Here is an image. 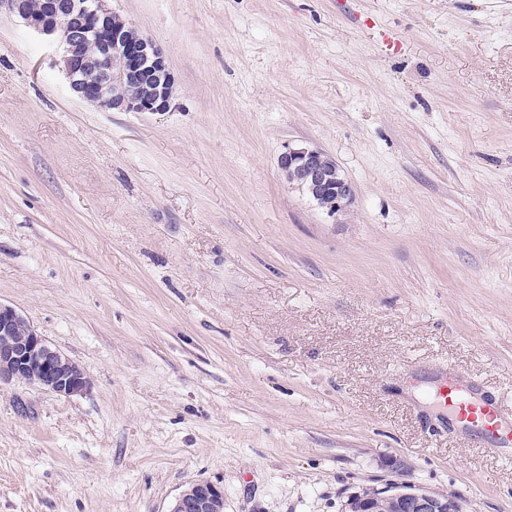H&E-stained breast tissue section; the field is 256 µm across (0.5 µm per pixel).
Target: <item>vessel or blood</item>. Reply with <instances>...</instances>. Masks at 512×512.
Masks as SVG:
<instances>
[{
    "instance_id": "1",
    "label": "vessel or blood",
    "mask_w": 512,
    "mask_h": 512,
    "mask_svg": "<svg viewBox=\"0 0 512 512\" xmlns=\"http://www.w3.org/2000/svg\"><path fill=\"white\" fill-rule=\"evenodd\" d=\"M478 391L474 383L464 392L455 385L444 384L438 390V397L463 431L486 435L495 447L512 445V417L504 416L498 400L481 397Z\"/></svg>"
}]
</instances>
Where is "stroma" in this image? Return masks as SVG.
<instances>
[{
  "mask_svg": "<svg viewBox=\"0 0 512 512\" xmlns=\"http://www.w3.org/2000/svg\"><path fill=\"white\" fill-rule=\"evenodd\" d=\"M168 111L75 97L0 12V303L75 362L0 383V512H344L389 483L512 512V447L432 407L512 406V0H109ZM354 187L328 214L278 158ZM171 512H224V491L208 481H199L183 490Z\"/></svg>",
  "mask_w": 512,
  "mask_h": 512,
  "instance_id": "1",
  "label": "stroma"
}]
</instances>
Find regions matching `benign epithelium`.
Returning a JSON list of instances; mask_svg holds the SVG:
<instances>
[{"instance_id": "1", "label": "benign epithelium", "mask_w": 512, "mask_h": 512, "mask_svg": "<svg viewBox=\"0 0 512 512\" xmlns=\"http://www.w3.org/2000/svg\"><path fill=\"white\" fill-rule=\"evenodd\" d=\"M38 34L55 40L60 64L76 96L102 110L165 112L173 78L161 49L114 14L107 0H0V8ZM328 156L311 146L279 156L282 172L329 214L354 198L352 184L338 179ZM24 380L61 396L86 392L90 381L64 354L52 348L14 308L0 304V382ZM396 512H458L460 503L427 489L387 488ZM171 512H224V490L199 481L183 490Z\"/></svg>"}]
</instances>
